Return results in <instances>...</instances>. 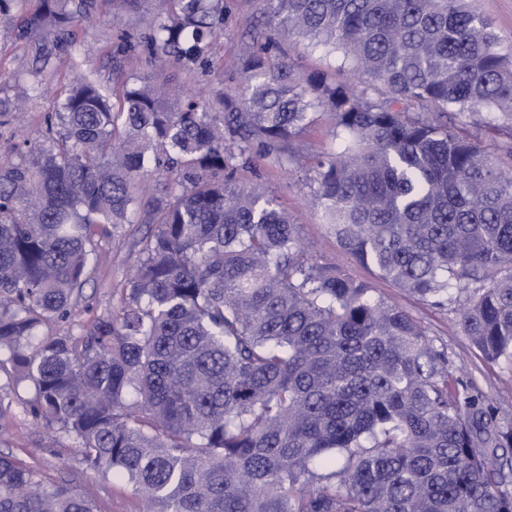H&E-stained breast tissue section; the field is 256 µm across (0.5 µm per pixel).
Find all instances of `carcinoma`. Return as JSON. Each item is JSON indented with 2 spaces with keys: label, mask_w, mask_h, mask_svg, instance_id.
I'll list each match as a JSON object with an SVG mask.
<instances>
[{
  "label": "carcinoma",
  "mask_w": 512,
  "mask_h": 512,
  "mask_svg": "<svg viewBox=\"0 0 512 512\" xmlns=\"http://www.w3.org/2000/svg\"><path fill=\"white\" fill-rule=\"evenodd\" d=\"M0 0L30 66L0 82V127L67 59L39 138L0 157V374L22 414L73 438L86 468L132 483L145 512H512L489 457L496 407L456 387L402 308L308 262L298 225L240 182L325 109L343 149L313 200L341 250L455 310L485 359L512 360V166L467 118L512 119V42L475 0H257L230 90L169 94L163 74L84 68L98 0ZM149 67L209 73L225 0H155ZM340 53L302 73L279 38ZM364 75L365 81L356 76ZM150 224L122 305L70 319L100 242ZM0 512H99L66 481L0 455Z\"/></svg>",
  "instance_id": "obj_1"
}]
</instances>
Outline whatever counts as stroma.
Masks as SVG:
<instances>
[{
	"mask_svg": "<svg viewBox=\"0 0 512 512\" xmlns=\"http://www.w3.org/2000/svg\"><path fill=\"white\" fill-rule=\"evenodd\" d=\"M224 33L216 45L214 71L208 76L209 86L224 82L232 86L237 76V58L244 33L258 9L256 0H226ZM115 9L112 0H102L99 12L78 34L81 50L90 68L101 77H110L111 47L105 42L107 23ZM335 122L331 113L320 112L314 122L295 141L304 154L339 149L334 135ZM244 184H262L288 211L307 245L309 262L333 263L355 279L369 283L378 297L406 310L424 329L429 338L442 345L448 355V372L460 380L471 394L481 396L498 408L502 417L512 420V364L491 363L465 336L458 312L440 309L411 297L391 282L374 275L352 256L344 253L335 237L323 224L318 210L311 205L313 183L308 169L300 167L285 172L258 161L252 171L243 173ZM146 224L131 226L121 236L103 241L95 265L94 282L86 286L76 309L77 321L86 323L109 307L115 306L109 283L126 278L136 255L135 241L149 232ZM45 425L24 419L0 422V453L22 460L37 469L45 479L67 480L86 496L94 499L100 512H139L140 504L131 484L105 477L85 469L77 445L71 438L60 437L57 444H48Z\"/></svg>",
	"mask_w": 512,
	"mask_h": 512,
	"instance_id": "35a3bbf8",
	"label": "stroma"
}]
</instances>
